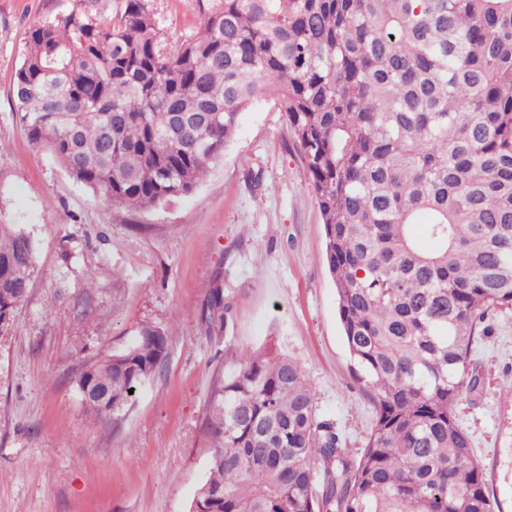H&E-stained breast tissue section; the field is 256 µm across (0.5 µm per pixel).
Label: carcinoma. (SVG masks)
Segmentation results:
<instances>
[{"instance_id":"1","label":"carcinoma","mask_w":512,"mask_h":512,"mask_svg":"<svg viewBox=\"0 0 512 512\" xmlns=\"http://www.w3.org/2000/svg\"><path fill=\"white\" fill-rule=\"evenodd\" d=\"M178 42L154 0L100 22L33 24L11 89L29 140L112 204L192 193L241 111L273 103L305 161L351 358L374 424L347 447L303 369L243 354L215 391L209 476L189 512H495L457 403L480 378L475 337L512 310V0H191ZM433 243L422 249L415 225ZM35 243L0 224V335L26 297ZM224 288L201 324L222 331ZM145 327L87 364L120 413L166 362Z\"/></svg>"}]
</instances>
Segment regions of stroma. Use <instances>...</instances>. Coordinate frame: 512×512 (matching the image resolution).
Listing matches in <instances>:
<instances>
[{
    "mask_svg": "<svg viewBox=\"0 0 512 512\" xmlns=\"http://www.w3.org/2000/svg\"><path fill=\"white\" fill-rule=\"evenodd\" d=\"M77 0H0V224L37 251L29 292L0 336V512H188L207 474L210 395L241 353L267 346L296 361L317 414L348 447L372 405L350 356L324 228L280 112L240 115L221 161L172 203L132 210L73 182L31 145L10 96L29 26ZM171 40L196 30L189 0H155ZM223 281L222 333L200 325ZM472 347L481 385L456 419L497 501L512 512V311H492ZM147 326L169 335L167 362L116 416L88 412L75 376Z\"/></svg>",
    "mask_w": 512,
    "mask_h": 512,
    "instance_id": "obj_1",
    "label": "stroma"
}]
</instances>
